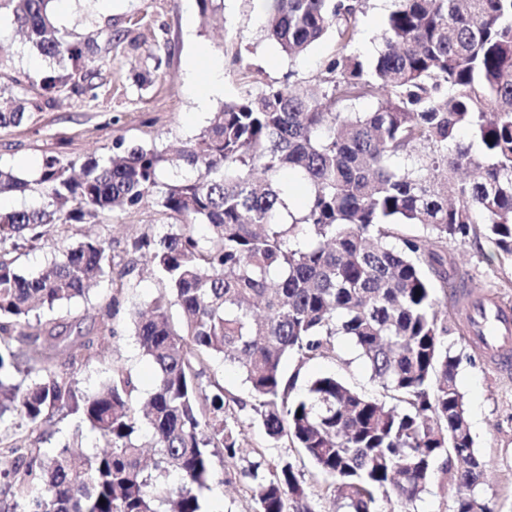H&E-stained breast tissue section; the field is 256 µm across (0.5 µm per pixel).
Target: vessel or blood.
Masks as SVG:
<instances>
[{
    "instance_id": "vessel-or-blood-1",
    "label": "vessel or blood",
    "mask_w": 512,
    "mask_h": 512,
    "mask_svg": "<svg viewBox=\"0 0 512 512\" xmlns=\"http://www.w3.org/2000/svg\"><path fill=\"white\" fill-rule=\"evenodd\" d=\"M468 313L470 340L489 353L498 370L512 371V304L487 293L470 305Z\"/></svg>"
}]
</instances>
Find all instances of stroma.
<instances>
[{
	"label": "stroma",
	"instance_id": "35a3bbf8",
	"mask_svg": "<svg viewBox=\"0 0 512 512\" xmlns=\"http://www.w3.org/2000/svg\"><path fill=\"white\" fill-rule=\"evenodd\" d=\"M392 0H365L357 15L356 32L348 50L363 61L373 60L380 47ZM59 28L71 37L95 41L99 53L90 68L97 84L96 97L62 93L45 111L35 113L20 125L0 129V165L35 178L43 158L50 154L84 160L109 154L113 141L125 147L155 146L172 149L204 130L213 112L233 101L242 91L258 93L268 86L312 84L341 50L335 34H327L303 55L291 58L267 39L266 15L257 0H224L223 8L210 23L197 19L196 0H52ZM194 24H187L188 15ZM5 29L0 30V69L22 79L38 77L49 70L48 60L28 50L16 33L9 11L0 12ZM206 48L223 65V92L215 95L210 109H196L195 92L188 68L197 48ZM169 219L155 207L124 213H105L97 225L77 224L40 250L20 259L24 272L39 270L61 255L84 234L105 235L116 258H123L130 238L147 232H166ZM448 254L457 261L465 290L491 293L512 302V262L504 260L485 237L466 243L449 242ZM127 286L114 293L102 281L86 298L65 304L47 320L55 332L76 336L93 326L111 297L120 300V329L105 344V360L87 362L80 376L83 390L96 389L105 378V364L112 361L131 371L138 399H145L155 384L153 365L138 347L128 313L147 305L163 289L149 262L136 256ZM460 357L457 380L465 394L468 419L475 444L489 463L481 488L497 512H512V372H497L469 342L467 336L451 333L447 338ZM287 370H299L296 394H303L316 377L333 375L347 385L379 397L383 391L372 380L354 343L341 336L336 353L305 363L291 358ZM209 380L219 381L240 406L226 410L224 418L242 430L241 454L236 466H246L255 452L268 459H293L304 476L315 512H333L335 505L324 490L313 467L288 440L271 441L258 423L251 406L254 398L238 368L216 359L205 366ZM202 512H253L244 482L213 480L200 492Z\"/></svg>",
	"mask_w": 512,
	"mask_h": 512
}]
</instances>
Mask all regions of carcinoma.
<instances>
[{"instance_id": "1", "label": "carcinoma", "mask_w": 512, "mask_h": 512, "mask_svg": "<svg viewBox=\"0 0 512 512\" xmlns=\"http://www.w3.org/2000/svg\"><path fill=\"white\" fill-rule=\"evenodd\" d=\"M51 2L0 0L27 47L53 64L31 80L30 94L0 104L1 129L44 111L66 87L96 97L86 67L97 47L62 32ZM361 8L362 0H273L267 37L298 56L333 30L345 49ZM381 41L369 65L342 51L315 84L243 91L174 153L125 150L117 140L99 159L47 156L41 205L0 210L3 512H201L198 491L240 446L224 423L239 399L202 381L214 357L237 365L266 435L302 451L342 512H374L380 496L407 512L439 475L464 489L454 512H496L481 495L487 462L470 431L437 290L448 293V241L463 243L479 226L512 257V0H393ZM364 96L377 100L374 111L347 110ZM460 129L481 152L456 140ZM285 172L306 185L296 214L278 186ZM29 188L0 166V195ZM149 204L176 223L159 238L131 239L164 283L147 310L129 312L157 375L138 410L123 366L108 364L91 393L77 378L116 336L117 301L65 344L67 368L40 351L54 339L42 314L103 280L123 290L133 266L114 272L100 236L35 273L17 261L73 224ZM196 224L209 235L197 237ZM399 226L419 232H393ZM338 336L353 341L396 404L334 376L292 396L299 370L286 373L284 360L331 356ZM19 337L25 347L15 349ZM72 419L103 449L86 453L67 440L41 447L45 428L59 432ZM242 474L254 512H315L290 458L257 452Z\"/></svg>"}]
</instances>
